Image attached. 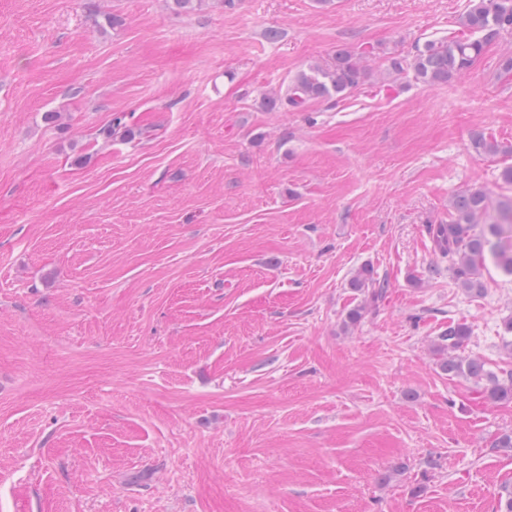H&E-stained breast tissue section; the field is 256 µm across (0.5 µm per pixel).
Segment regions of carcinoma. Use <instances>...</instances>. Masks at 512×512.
<instances>
[{
  "label": "carcinoma",
  "mask_w": 512,
  "mask_h": 512,
  "mask_svg": "<svg viewBox=\"0 0 512 512\" xmlns=\"http://www.w3.org/2000/svg\"><path fill=\"white\" fill-rule=\"evenodd\" d=\"M460 24L476 37L453 35L429 40L416 47L410 58L391 59L389 69L397 75L409 74L424 86L448 83L471 69L490 44L512 30V0H470ZM368 54L367 50L340 49L329 63L299 72L284 92L268 98V104L297 109L313 100L343 98L364 82L367 71L363 59ZM490 204V193L486 190H461L451 198L448 223L428 228L434 248L448 256L456 280L470 293L484 289L480 268L487 256L503 273L512 276V237L508 236L512 231V203L502 205L498 218L483 230L478 224L489 213ZM349 287L369 292L372 303L385 292L384 287L376 286L373 271L367 266L357 271ZM469 336V328L462 323L450 324L442 332L438 337V351L444 354L441 370L452 378L485 382L482 394L490 402L512 401V372L498 375L487 370L480 359L460 354Z\"/></svg>",
  "instance_id": "cac0c4a2"
}]
</instances>
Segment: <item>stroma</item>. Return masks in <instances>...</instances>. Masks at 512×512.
Instances as JSON below:
<instances>
[{"mask_svg":"<svg viewBox=\"0 0 512 512\" xmlns=\"http://www.w3.org/2000/svg\"><path fill=\"white\" fill-rule=\"evenodd\" d=\"M468 7L0 0V512H498L512 402L437 343L512 371V277L467 293L428 227L512 199L472 147L512 145V32L385 77ZM341 48L358 90L267 107ZM375 286L376 282L373 277V271L367 266L360 268L349 281V288L363 293L367 291L372 303L378 302L385 292V288L380 286V284H378L377 288ZM469 336L465 324H448V329L438 337V351L446 354L440 361L441 370L452 378L464 377L478 383L486 381L482 394L490 402L512 401V372L498 375L487 370L479 358L458 353Z\"/></svg>","mask_w":512,"mask_h":512,"instance_id":"35a3bbf8","label":"stroma"}]
</instances>
